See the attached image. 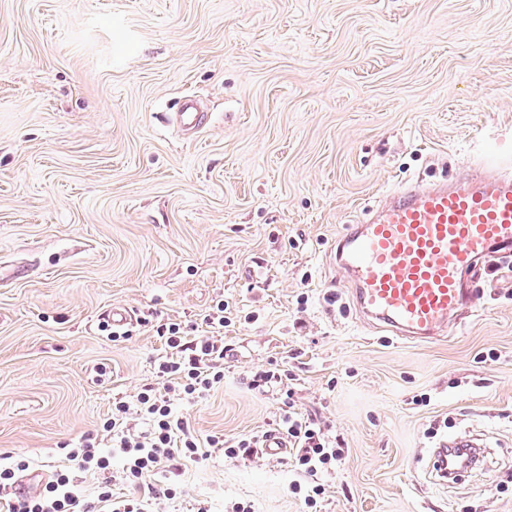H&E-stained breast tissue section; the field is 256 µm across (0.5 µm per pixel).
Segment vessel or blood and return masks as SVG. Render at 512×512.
<instances>
[{"mask_svg": "<svg viewBox=\"0 0 512 512\" xmlns=\"http://www.w3.org/2000/svg\"><path fill=\"white\" fill-rule=\"evenodd\" d=\"M182 136L207 121L184 97L173 114ZM512 252V159L477 162L462 176L391 191L336 240L338 281L370 327L406 342H434L476 309L470 278ZM485 440L453 434L431 452L441 483L457 484Z\"/></svg>", "mask_w": 512, "mask_h": 512, "instance_id": "1", "label": "vessel or blood"}]
</instances>
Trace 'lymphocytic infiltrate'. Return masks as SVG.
Returning <instances> with one entry per match:
<instances>
[{"label":"lymphocytic infiltrate","instance_id":"lymphocytic-infiltrate-1","mask_svg":"<svg viewBox=\"0 0 512 512\" xmlns=\"http://www.w3.org/2000/svg\"><path fill=\"white\" fill-rule=\"evenodd\" d=\"M228 306L217 301L203 318L200 334L190 335L178 322L160 325L157 333L167 348L165 356L154 365L155 382L143 385L135 402L116 401L100 434H87L76 443L59 446V460L48 479L33 495L17 494L16 485L27 460L0 462V512H157L167 501L177 497V489L161 480V473L178 468L181 462L197 459L202 446L220 448L227 460L253 456L259 437L227 440L210 436L200 440L189 420L173 410L175 402H192L224 380V329L232 323ZM251 389H278L282 407L276 430L295 450L290 466L303 474L292 484L304 512H318V501L325 488L318 483V473L335 467L343 450L326 436L317 423L300 418L292 411L291 390L284 388L278 368L255 372ZM109 438L111 453H104L101 438ZM123 460L121 471L112 468L113 456ZM97 482L94 498H85L77 488L79 478ZM130 487V494L118 496L115 483Z\"/></svg>","mask_w":512,"mask_h":512}]
</instances>
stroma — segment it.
<instances>
[{
	"label": "stroma",
	"instance_id": "obj_1",
	"mask_svg": "<svg viewBox=\"0 0 512 512\" xmlns=\"http://www.w3.org/2000/svg\"><path fill=\"white\" fill-rule=\"evenodd\" d=\"M186 95L193 141L168 122ZM488 151L512 156V0H0V454L49 472L154 381L157 326L221 299L224 382L175 406L200 436L272 430L280 396L248 382L274 363L344 450L321 512H512V264L432 343L332 284L346 225ZM432 426L486 438L461 486L420 465ZM299 478L210 448L164 510L302 512Z\"/></svg>",
	"mask_w": 512,
	"mask_h": 512
}]
</instances>
